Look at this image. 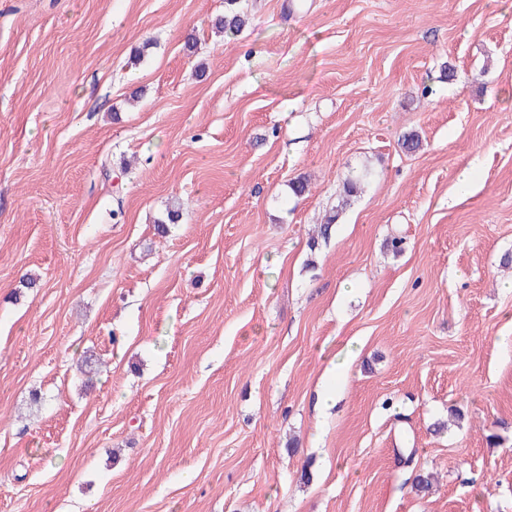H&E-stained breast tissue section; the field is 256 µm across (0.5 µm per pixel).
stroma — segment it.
Here are the masks:
<instances>
[{"mask_svg":"<svg viewBox=\"0 0 512 512\" xmlns=\"http://www.w3.org/2000/svg\"><path fill=\"white\" fill-rule=\"evenodd\" d=\"M286 2L0 0V512H512V7ZM226 6L224 15L217 16L213 26L218 32L235 34L243 30L248 24V15L235 7L236 0L224 1ZM369 174V171L365 169L357 174L349 175L345 179L343 183V196L341 202L336 206V210L332 211V214L326 217L324 223L317 225L315 228L314 232L316 235L313 236L308 245L310 250L316 248V245H318V238L326 241L331 237L333 226L337 223L340 212L348 205L350 197L355 196L358 191L361 190L362 183L366 181Z\"/></svg>","mask_w":512,"mask_h":512,"instance_id":"obj_1","label":"stroma"}]
</instances>
